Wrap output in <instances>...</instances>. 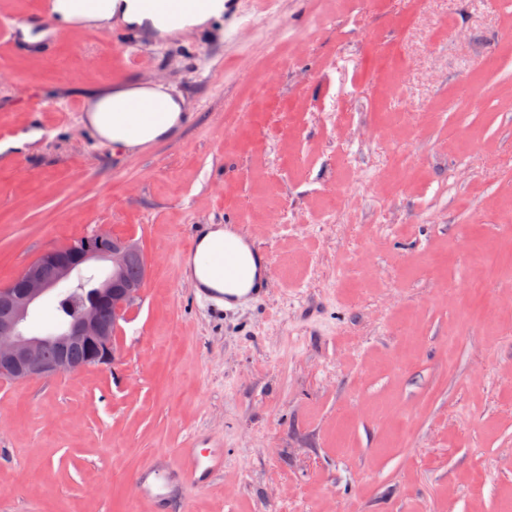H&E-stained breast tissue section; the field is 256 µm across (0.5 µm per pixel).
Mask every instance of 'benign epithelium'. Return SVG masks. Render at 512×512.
I'll return each mask as SVG.
<instances>
[{
    "mask_svg": "<svg viewBox=\"0 0 512 512\" xmlns=\"http://www.w3.org/2000/svg\"><path fill=\"white\" fill-rule=\"evenodd\" d=\"M98 262H109L111 268L101 274ZM133 262L148 271L134 237L115 238L97 230L67 246L45 249L27 264L17 283L0 288V304L11 312L9 319L0 321V379L28 381L112 368L119 357V321L142 293L141 285L126 279V269ZM46 266L54 268V277L43 275ZM74 290L82 292L80 303L66 319L50 331L35 334L28 329V319L44 297L51 295L57 301ZM76 345L86 349L81 364L63 354ZM49 346L61 354L46 359L44 350Z\"/></svg>",
    "mask_w": 512,
    "mask_h": 512,
    "instance_id": "1",
    "label": "benign epithelium"
}]
</instances>
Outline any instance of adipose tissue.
I'll use <instances>...</instances> for the list:
<instances>
[{
    "label": "adipose tissue",
    "mask_w": 512,
    "mask_h": 512,
    "mask_svg": "<svg viewBox=\"0 0 512 512\" xmlns=\"http://www.w3.org/2000/svg\"><path fill=\"white\" fill-rule=\"evenodd\" d=\"M123 24L158 35L171 32V25L141 5V0H106L104 8L86 9L83 0H56L55 19L61 29L68 30L80 25L98 24L111 26L113 19ZM134 98L152 100L167 114L159 125L123 121L120 111L125 103ZM84 121L92 126L104 140L126 147L141 146L167 135L182 119V106L170 93L135 83H120L101 91L89 93L84 100ZM233 246L242 260L243 278L233 289H225L223 282L213 279L204 269L203 260L223 245ZM187 272L200 287L226 290L229 301L237 302L249 289L259 287L264 280L265 267L261 256L254 254L250 246L234 232L221 227L210 229L198 241L195 255Z\"/></svg>",
    "instance_id": "adipose-tissue-1"
}]
</instances>
